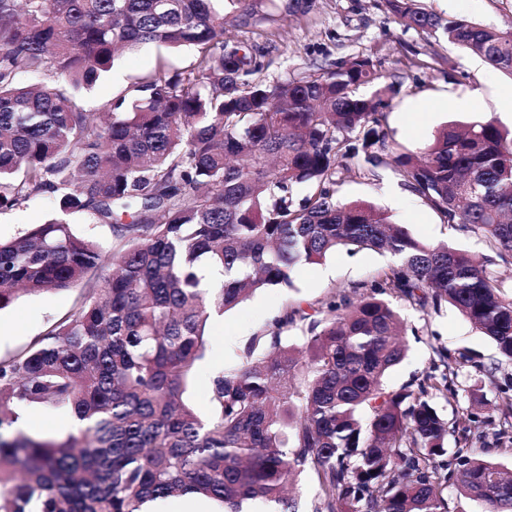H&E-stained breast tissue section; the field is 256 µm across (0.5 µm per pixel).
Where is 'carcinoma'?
<instances>
[{"instance_id":"1","label":"carcinoma","mask_w":512,"mask_h":512,"mask_svg":"<svg viewBox=\"0 0 512 512\" xmlns=\"http://www.w3.org/2000/svg\"><path fill=\"white\" fill-rule=\"evenodd\" d=\"M407 28L442 36L512 76V31L383 0ZM262 0H0V210L51 193L62 216L0 241V310L20 294L77 287L81 300L29 346L0 361V430L29 407L73 416L64 437H0V512H145L187 493L222 512L256 504L295 512L289 487L307 473L313 512H450L448 491L512 512V471L468 449L450 356L433 348L415 385L385 386L407 335L392 296L455 307L512 362V300L492 260L414 238L391 215L336 199V169L357 160L378 177L393 163L405 186L448 224L512 256V132L492 121L449 124L420 151L389 149L387 101L398 92L369 57L318 66L287 82L226 35ZM187 47L130 95L85 112L120 50ZM21 72L46 81L21 84ZM373 84L369 97L359 87ZM305 185L301 199L295 187ZM109 227L112 254L66 216ZM340 248L393 258L333 294L318 315L285 306L230 366L210 378L208 410L186 400L209 323L265 288H290L300 264ZM305 329V353L283 342ZM496 443H512V384L499 387ZM461 430L448 453V434Z\"/></svg>"}]
</instances>
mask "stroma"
Segmentation results:
<instances>
[{
  "label": "stroma",
  "mask_w": 512,
  "mask_h": 512,
  "mask_svg": "<svg viewBox=\"0 0 512 512\" xmlns=\"http://www.w3.org/2000/svg\"><path fill=\"white\" fill-rule=\"evenodd\" d=\"M422 5L439 14L501 30L512 28V0H422ZM228 35L260 55L264 68L258 77L266 82L301 76L318 64L371 57L384 81L399 89L385 110L384 121L390 140L399 149L419 150L449 122L466 125L491 120L502 129L512 130V76L453 44L429 45L424 35L389 17L381 0H315L310 11L294 14L288 11V0H263L253 24L230 29ZM431 50L438 55L436 63L429 68L418 66V59ZM192 60L191 50L147 44L120 55L113 68L91 89L78 92L77 98L85 111L98 112L159 64L182 70ZM477 88L486 91L484 104L459 109L458 101ZM336 180L338 200L364 201L388 211L419 240L445 241L478 256L489 252L481 235L444 223L438 213L402 185L392 167H383L375 181L360 177L353 169L340 171ZM56 211L53 195L44 194L22 207L0 212V238L19 236ZM390 263V257L368 250L352 255L340 249L320 263L298 266L292 287L257 292L213 320L206 357L196 370L192 402L206 409L211 374L235 363L240 348L285 305L320 306L333 293L371 278ZM79 295V289L71 288L44 296H23L0 310V325L12 331L0 342V360L14 356L72 310ZM399 311L413 333L405 338L406 358L387 377L389 389H399L421 377L430 365L433 347L443 346L451 356L449 365L458 393L455 404L440 402L445 418H453L457 409L470 406L483 365L499 366L495 383L482 384L485 401L497 404L496 386L512 378V362L501 361L491 340L449 306L420 310L403 304Z\"/></svg>",
  "instance_id": "35a3bbf8"
}]
</instances>
